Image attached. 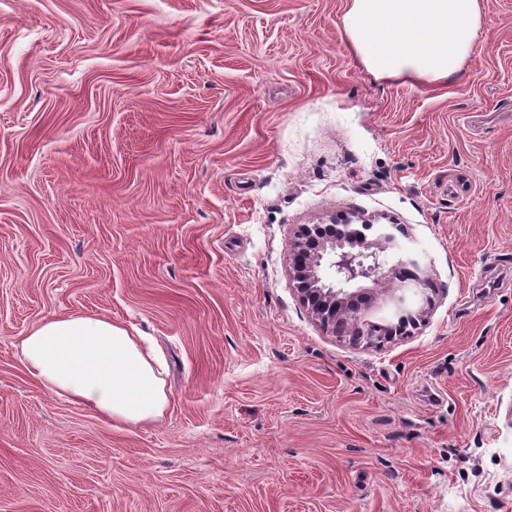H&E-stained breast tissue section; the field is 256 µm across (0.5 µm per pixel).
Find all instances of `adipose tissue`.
I'll use <instances>...</instances> for the list:
<instances>
[{"mask_svg":"<svg viewBox=\"0 0 512 512\" xmlns=\"http://www.w3.org/2000/svg\"><path fill=\"white\" fill-rule=\"evenodd\" d=\"M481 0H349L343 29L360 63L379 77L438 83L480 47ZM15 348L48 392L115 425L160 418L169 404L155 349L112 319L86 313L35 324Z\"/></svg>","mask_w":512,"mask_h":512,"instance_id":"1","label":"adipose tissue"}]
</instances>
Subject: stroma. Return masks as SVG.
Wrapping results in <instances>:
<instances>
[{"instance_id":"35a3bbf8","label":"stroma","mask_w":512,"mask_h":512,"mask_svg":"<svg viewBox=\"0 0 512 512\" xmlns=\"http://www.w3.org/2000/svg\"><path fill=\"white\" fill-rule=\"evenodd\" d=\"M348 0H0V512H512V0L440 84L353 56ZM401 225L411 335L355 345L288 242ZM149 336L162 418L113 426L14 344Z\"/></svg>"}]
</instances>
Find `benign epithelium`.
<instances>
[{
    "label": "benign epithelium",
    "instance_id": "obj_1",
    "mask_svg": "<svg viewBox=\"0 0 512 512\" xmlns=\"http://www.w3.org/2000/svg\"><path fill=\"white\" fill-rule=\"evenodd\" d=\"M396 224H371L349 221L332 224H302L289 242L290 271L302 302L316 320L338 336H348L355 344L366 340L363 325L374 321L382 304L394 307L393 331L408 332L426 313L429 297L422 305L406 304L402 290L421 292L425 282L416 276L413 283H395L399 270L420 268L412 254L400 253L394 263L386 261L395 249Z\"/></svg>",
    "mask_w": 512,
    "mask_h": 512
}]
</instances>
